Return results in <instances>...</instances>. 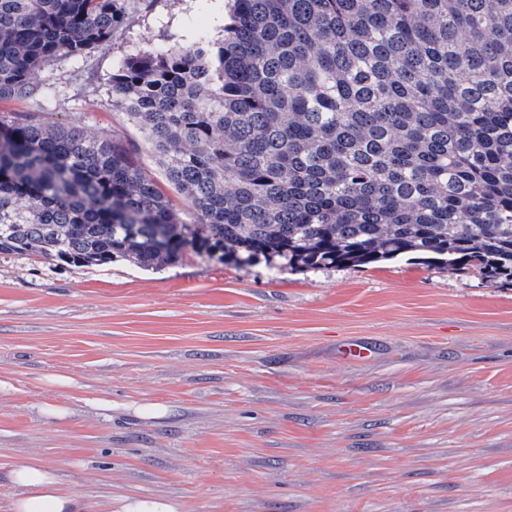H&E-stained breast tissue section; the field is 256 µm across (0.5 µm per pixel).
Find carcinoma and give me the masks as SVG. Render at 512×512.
<instances>
[{
  "label": "carcinoma",
  "instance_id": "1",
  "mask_svg": "<svg viewBox=\"0 0 512 512\" xmlns=\"http://www.w3.org/2000/svg\"><path fill=\"white\" fill-rule=\"evenodd\" d=\"M126 0H0V102L112 43ZM124 142L0 113V253L309 271L417 255L512 280V0H233L224 39L112 75Z\"/></svg>",
  "mask_w": 512,
  "mask_h": 512
}]
</instances>
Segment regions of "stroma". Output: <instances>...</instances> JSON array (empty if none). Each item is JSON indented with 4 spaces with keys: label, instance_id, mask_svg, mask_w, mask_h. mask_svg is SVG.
<instances>
[{
    "label": "stroma",
    "instance_id": "stroma-1",
    "mask_svg": "<svg viewBox=\"0 0 512 512\" xmlns=\"http://www.w3.org/2000/svg\"><path fill=\"white\" fill-rule=\"evenodd\" d=\"M229 4L129 0L112 43L41 73L26 111L114 134L158 175L112 75L221 41ZM0 381V512L20 462L86 512H512V285L474 270L2 253Z\"/></svg>",
    "mask_w": 512,
    "mask_h": 512
}]
</instances>
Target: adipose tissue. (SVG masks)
Wrapping results in <instances>:
<instances>
[{
	"label": "adipose tissue",
	"instance_id": "obj_1",
	"mask_svg": "<svg viewBox=\"0 0 512 512\" xmlns=\"http://www.w3.org/2000/svg\"><path fill=\"white\" fill-rule=\"evenodd\" d=\"M10 478L19 489L11 503V512H85L79 496L59 492L52 468L24 462L12 469Z\"/></svg>",
	"mask_w": 512,
	"mask_h": 512
}]
</instances>
